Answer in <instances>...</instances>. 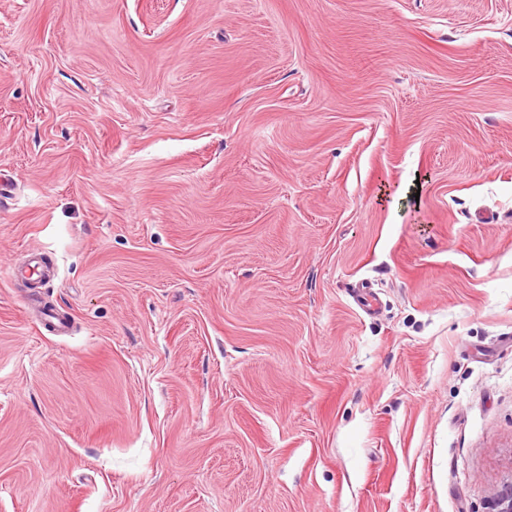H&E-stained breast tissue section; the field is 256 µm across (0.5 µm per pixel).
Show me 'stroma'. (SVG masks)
<instances>
[{
  "label": "stroma",
  "mask_w": 512,
  "mask_h": 512,
  "mask_svg": "<svg viewBox=\"0 0 512 512\" xmlns=\"http://www.w3.org/2000/svg\"><path fill=\"white\" fill-rule=\"evenodd\" d=\"M510 336L512 0H0V512H487Z\"/></svg>",
  "instance_id": "obj_1"
}]
</instances>
